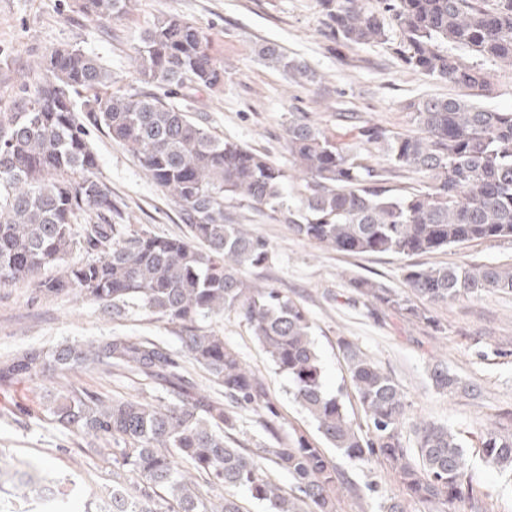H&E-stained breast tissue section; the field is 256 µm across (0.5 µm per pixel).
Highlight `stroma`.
Wrapping results in <instances>:
<instances>
[{
    "label": "stroma",
    "mask_w": 512,
    "mask_h": 512,
    "mask_svg": "<svg viewBox=\"0 0 512 512\" xmlns=\"http://www.w3.org/2000/svg\"><path fill=\"white\" fill-rule=\"evenodd\" d=\"M190 19L210 40L224 66V83L191 97L188 108L207 115L224 137L248 144L286 163L285 129L293 112H306L337 143L354 144V123L338 120L356 112L394 130L409 128V102L426 96H451L452 86L405 65L397 40L353 48L330 39L318 0H131L122 16L101 25L79 10V0H0V112L29 76L42 72L46 53L75 46L97 57L112 72V89L138 90L133 46L161 15ZM274 42L289 57L314 71L311 82H296L269 67L257 47ZM91 142L99 170L125 205V221L146 224L157 234L179 236L186 227L171 197L163 193L106 133ZM233 223L266 237L273 256L266 268L246 271L249 281L275 288L300 303L313 325V340L329 389H343L351 418L362 422L349 388L339 347L357 344L402 387L409 412L448 425L461 434L470 457L469 473L481 492L477 512H512V475L488 468L477 438L488 427L512 428V293L485 292L450 305L429 307L427 320L410 321L389 311H374L369 300L349 288L350 278L369 276L403 289L407 258L397 255L347 256L293 234L253 209H234ZM430 264H512V239L451 248L426 258ZM241 359L263 379L285 430L315 434L307 414L294 402L285 377L275 374L249 325L235 312L210 319ZM113 334L167 339L165 323L145 313L115 322L93 302L73 295H35L20 283L0 289V356L30 346L65 340H92ZM448 366L463 381L477 384L480 396L443 395L430 380L435 363ZM47 393L30 381L0 389V467L26 462L48 478L75 484L66 512H87L112 491V468L88 464L72 437L44 419ZM328 455L348 481L336 496V512H377L382 497L402 488L382 465L348 460L336 449Z\"/></svg>",
    "instance_id": "1"
}]
</instances>
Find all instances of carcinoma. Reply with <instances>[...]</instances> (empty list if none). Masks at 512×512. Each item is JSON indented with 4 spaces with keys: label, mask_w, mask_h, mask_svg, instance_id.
Returning <instances> with one entry per match:
<instances>
[{
    "label": "carcinoma",
    "mask_w": 512,
    "mask_h": 512,
    "mask_svg": "<svg viewBox=\"0 0 512 512\" xmlns=\"http://www.w3.org/2000/svg\"><path fill=\"white\" fill-rule=\"evenodd\" d=\"M330 34L349 46L388 42L400 32L406 65L462 92L407 105L411 127L360 121L358 143L339 147L308 117L290 113L288 164L224 138L202 113L149 92H112V72L75 47L51 50L44 73L24 84L0 113V288L19 282L43 295L75 294L112 320L144 312L165 322L177 343L148 336H104L31 347L0 358V387L19 380L48 392L47 421L79 439L80 453L112 465V512H248L237 490L262 512H335L342 479L319 442L288 433L263 381L224 336L205 325L237 313L275 373L316 425L322 442L353 461L384 464L412 500L464 512L478 495L458 433L431 420L409 421L399 384L357 346L339 340L364 424L343 392H327L306 309L275 288L245 279L266 266L270 243L229 222L225 208H256L299 237L347 255L420 257L474 242L512 239V110L481 106L488 72L448 46L512 66V0H320ZM126 0H81L105 23ZM140 83L190 97L224 82L207 37L177 15L157 17L134 46ZM267 64L311 81L309 67L264 43ZM121 143L178 207L183 236L123 224V203L102 179L91 130ZM417 176L419 185L399 181ZM75 253L88 260L71 262ZM58 274L41 278L47 266ZM406 291L366 277L349 286L391 312L426 317L419 304H448L482 292H512V265L428 266L404 271ZM212 386L200 387L188 366ZM92 369L131 375L150 394L110 397L72 379ZM431 378L442 394L471 396L443 364ZM256 416L253 447L233 438L242 413ZM411 428L408 447L403 431ZM486 466L512 469V429L484 432ZM291 482L285 492L277 475ZM39 500L37 474L0 468L3 478Z\"/></svg>",
    "instance_id": "obj_1"
}]
</instances>
